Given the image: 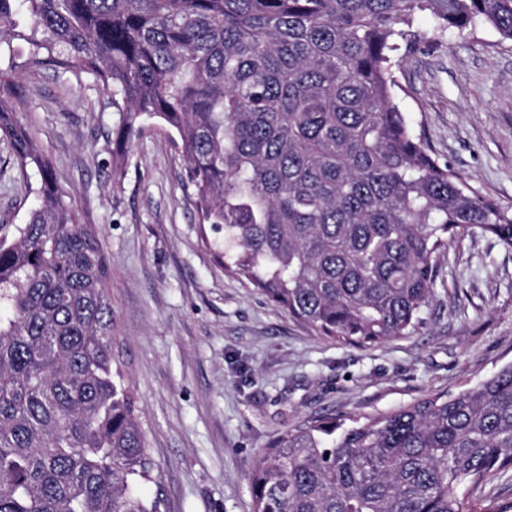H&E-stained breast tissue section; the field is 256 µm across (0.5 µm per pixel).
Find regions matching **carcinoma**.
<instances>
[{"mask_svg": "<svg viewBox=\"0 0 512 512\" xmlns=\"http://www.w3.org/2000/svg\"><path fill=\"white\" fill-rule=\"evenodd\" d=\"M434 23L512 41V0H0V53L90 74L118 113L174 135L224 268L313 333L366 348L419 324L448 244L512 247V211L440 164L395 69ZM0 72V140L38 205L0 225V512H160L97 230L63 200ZM512 364L458 393L278 434L253 512H504Z\"/></svg>", "mask_w": 512, "mask_h": 512, "instance_id": "1", "label": "carcinoma"}]
</instances>
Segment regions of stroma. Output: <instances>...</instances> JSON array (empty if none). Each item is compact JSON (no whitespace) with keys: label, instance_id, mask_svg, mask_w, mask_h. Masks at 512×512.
I'll list each match as a JSON object with an SVG mask.
<instances>
[{"label":"stroma","instance_id":"1","mask_svg":"<svg viewBox=\"0 0 512 512\" xmlns=\"http://www.w3.org/2000/svg\"><path fill=\"white\" fill-rule=\"evenodd\" d=\"M0 57L17 117L107 256V287L139 423L154 464L142 492L161 512H253L250 475L272 438L304 421L375 415L453 394L512 362V248L481 232L438 258L415 330L367 348L338 345L225 272L169 131L147 122L123 163L118 114L101 85ZM399 99L434 158L512 209V42L489 27L449 32L408 54ZM0 141V225L37 202Z\"/></svg>","mask_w":512,"mask_h":512}]
</instances>
